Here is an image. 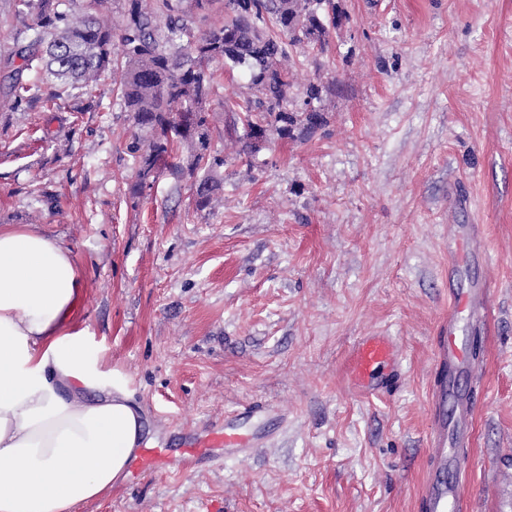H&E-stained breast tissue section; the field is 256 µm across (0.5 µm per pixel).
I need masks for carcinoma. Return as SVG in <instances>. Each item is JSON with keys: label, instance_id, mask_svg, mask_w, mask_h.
<instances>
[{"label": "carcinoma", "instance_id": "carcinoma-1", "mask_svg": "<svg viewBox=\"0 0 512 512\" xmlns=\"http://www.w3.org/2000/svg\"><path fill=\"white\" fill-rule=\"evenodd\" d=\"M16 12L32 16L28 42L19 49L27 80L17 75L15 102L39 83L56 84V96L70 88L92 87L108 70H121L116 98L128 113V150L136 161L128 194L135 198L168 169L192 179L195 207L217 200L226 159L211 150L207 105L214 85L210 65L221 62L248 78L252 94L244 103L224 99V111L241 122L242 154L250 159L264 147L267 131L311 137L325 122L313 107L323 86H305L299 107H289L290 83L283 62L287 47L324 46L329 30L340 28L346 13L336 0H224L227 19L199 36L181 0H162L164 19L147 0H124L119 41L108 18L109 0H72L60 11L54 0H18Z\"/></svg>", "mask_w": 512, "mask_h": 512}]
</instances>
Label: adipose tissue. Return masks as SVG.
<instances>
[{
    "mask_svg": "<svg viewBox=\"0 0 512 512\" xmlns=\"http://www.w3.org/2000/svg\"><path fill=\"white\" fill-rule=\"evenodd\" d=\"M84 300L68 249L0 225V512H78L143 440L125 381L92 351Z\"/></svg>",
    "mask_w": 512,
    "mask_h": 512,
    "instance_id": "1",
    "label": "adipose tissue"
}]
</instances>
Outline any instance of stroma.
<instances>
[{"instance_id":"1","label":"stroma","mask_w":512,"mask_h":512,"mask_svg":"<svg viewBox=\"0 0 512 512\" xmlns=\"http://www.w3.org/2000/svg\"><path fill=\"white\" fill-rule=\"evenodd\" d=\"M324 46L290 52L288 100L309 80L326 123L310 139L268 131L242 162L225 98L250 91L215 66L212 151L224 202L197 210L163 171L130 198L129 121L98 90L15 103L26 19L0 0V225L29 224L84 273L80 318L126 379L144 444L180 455L257 402L271 432L244 458L126 474L79 512H419L448 249L481 225L470 280L491 286L477 327L482 370L467 512H512V0H341ZM390 336L401 377L353 392L357 337Z\"/></svg>"}]
</instances>
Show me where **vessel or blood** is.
I'll return each instance as SVG.
<instances>
[{
	"label": "vessel or blood",
	"mask_w": 512,
	"mask_h": 512,
	"mask_svg": "<svg viewBox=\"0 0 512 512\" xmlns=\"http://www.w3.org/2000/svg\"><path fill=\"white\" fill-rule=\"evenodd\" d=\"M490 301L489 285L480 282L448 291V314L439 324L436 362L451 375L440 378L432 392V404L438 408L439 417L428 436L427 460L431 467L419 489L425 512H465L467 508L469 460L463 450L472 444L476 404L455 377L471 367L470 340L465 331L486 322ZM400 371L392 339L380 334L358 337L345 361L348 382L363 395L378 394ZM269 412V406L260 403L246 412L225 416L223 423L212 425L207 438H189L181 460L183 467H191L209 448L248 453L266 438ZM170 465L166 452L142 448L133 469L154 473L168 470Z\"/></svg>",
	"instance_id": "b4317fda"
}]
</instances>
